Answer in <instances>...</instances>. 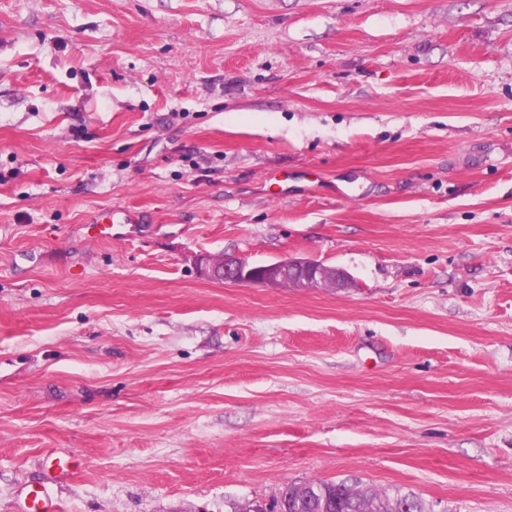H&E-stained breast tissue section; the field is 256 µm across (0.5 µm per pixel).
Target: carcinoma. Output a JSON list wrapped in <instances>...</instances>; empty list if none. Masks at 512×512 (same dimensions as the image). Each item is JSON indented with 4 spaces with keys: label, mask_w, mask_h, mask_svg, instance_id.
Returning a JSON list of instances; mask_svg holds the SVG:
<instances>
[{
    "label": "carcinoma",
    "mask_w": 512,
    "mask_h": 512,
    "mask_svg": "<svg viewBox=\"0 0 512 512\" xmlns=\"http://www.w3.org/2000/svg\"><path fill=\"white\" fill-rule=\"evenodd\" d=\"M281 507L289 512H425L414 497H390L371 486L343 480L289 482L269 505L252 502L234 507V512H278Z\"/></svg>",
    "instance_id": "1"
}]
</instances>
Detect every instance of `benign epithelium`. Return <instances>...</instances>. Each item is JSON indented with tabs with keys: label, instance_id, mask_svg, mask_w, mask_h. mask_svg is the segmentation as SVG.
<instances>
[{
	"label": "benign epithelium",
	"instance_id": "1",
	"mask_svg": "<svg viewBox=\"0 0 512 512\" xmlns=\"http://www.w3.org/2000/svg\"><path fill=\"white\" fill-rule=\"evenodd\" d=\"M200 268L213 280L267 287L343 288L349 281L348 275L341 270L290 257L270 263H251L234 255L218 260L203 257Z\"/></svg>",
	"mask_w": 512,
	"mask_h": 512
}]
</instances>
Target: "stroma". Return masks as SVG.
Returning a JSON list of instances; mask_svg holds the SVG:
<instances>
[{"instance_id": "stroma-1", "label": "stroma", "mask_w": 512, "mask_h": 512, "mask_svg": "<svg viewBox=\"0 0 512 512\" xmlns=\"http://www.w3.org/2000/svg\"><path fill=\"white\" fill-rule=\"evenodd\" d=\"M52 451L59 512H512V0H0V512ZM200 268L213 280L267 287L344 288L349 281L344 271L290 257L270 263H250L234 255H225L218 260L203 257ZM50 466L47 479L49 482L62 480L73 473L79 466V461L76 457L70 454H49ZM283 504L287 512H425L414 497H390L371 486L343 480L289 482L273 496L269 507L252 502L233 506L232 512H281ZM254 506L257 508L251 509Z\"/></svg>"}]
</instances>
